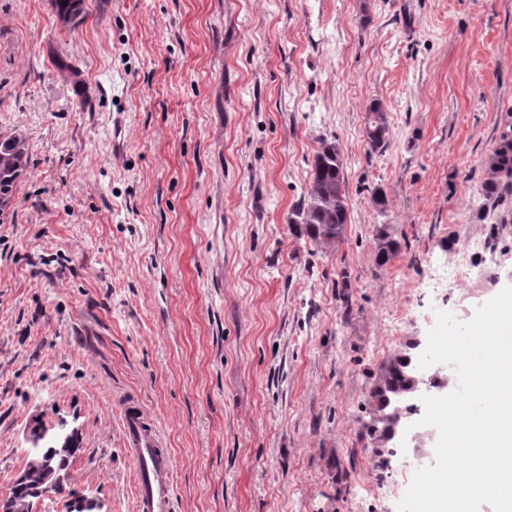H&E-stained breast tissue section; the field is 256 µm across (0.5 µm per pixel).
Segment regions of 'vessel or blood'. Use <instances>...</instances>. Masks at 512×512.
Wrapping results in <instances>:
<instances>
[{"label":"vessel or blood","mask_w":512,"mask_h":512,"mask_svg":"<svg viewBox=\"0 0 512 512\" xmlns=\"http://www.w3.org/2000/svg\"><path fill=\"white\" fill-rule=\"evenodd\" d=\"M120 412L129 457L138 472L136 512H170L172 453L155 422L136 402H122Z\"/></svg>","instance_id":"1"}]
</instances>
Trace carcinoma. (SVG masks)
Segmentation results:
<instances>
[{
    "mask_svg": "<svg viewBox=\"0 0 512 512\" xmlns=\"http://www.w3.org/2000/svg\"><path fill=\"white\" fill-rule=\"evenodd\" d=\"M55 14L65 18L71 26L82 20L83 0H52ZM367 126L374 130L368 136L374 149L386 145V123L380 105L368 108ZM29 145L20 134L0 137V201L13 198L18 182L28 171ZM512 178V155L501 149L495 151L488 165L486 188L493 193L500 184V176ZM343 160L333 142H323L315 155L307 196L303 197L297 212L298 223L316 242L329 245L343 233L348 221V200L343 191ZM400 249V244L379 231L380 264L387 263ZM415 371L412 353L397 352L385 362L370 392V420L363 425L366 435L376 448H385L392 442L393 432L400 428L414 407L410 405ZM78 451L76 443L60 448L35 449L28 463L25 479L11 490L8 508L29 512L32 500L46 494H65L69 497L70 512H94V499L73 488L69 482V460Z\"/></svg>",
    "mask_w": 512,
    "mask_h": 512,
    "instance_id": "obj_1",
    "label": "carcinoma"
}]
</instances>
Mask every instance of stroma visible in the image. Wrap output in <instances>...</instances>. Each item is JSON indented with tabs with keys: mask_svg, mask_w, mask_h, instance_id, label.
<instances>
[{
	"mask_svg": "<svg viewBox=\"0 0 512 512\" xmlns=\"http://www.w3.org/2000/svg\"><path fill=\"white\" fill-rule=\"evenodd\" d=\"M510 129L512 0H84L73 29L0 0V135L31 153L0 213V498L36 419L99 512H135L131 398L171 512H396L414 454H375L369 395L438 312L512 286V180L485 187ZM325 141L349 215L322 246L294 213ZM472 237L499 277L477 254L433 287ZM368 123L367 127L374 130L372 135L368 136L369 144L374 149L383 148L386 145V126L387 119L385 113L379 104H372L368 110ZM385 118V120H384ZM386 121V123H385ZM129 457L138 472L136 512H171L174 462L155 424L133 400L120 404Z\"/></svg>",
	"mask_w": 512,
	"mask_h": 512,
	"instance_id": "35a3bbf8",
	"label": "stroma"
}]
</instances>
